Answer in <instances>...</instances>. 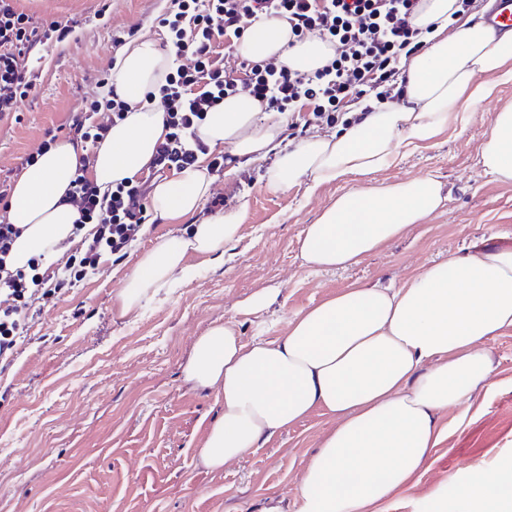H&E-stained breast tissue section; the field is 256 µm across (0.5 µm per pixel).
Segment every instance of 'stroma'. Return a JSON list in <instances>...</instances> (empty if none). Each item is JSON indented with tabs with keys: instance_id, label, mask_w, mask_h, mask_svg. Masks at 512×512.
Masks as SVG:
<instances>
[{
	"instance_id": "1",
	"label": "stroma",
	"mask_w": 512,
	"mask_h": 512,
	"mask_svg": "<svg viewBox=\"0 0 512 512\" xmlns=\"http://www.w3.org/2000/svg\"><path fill=\"white\" fill-rule=\"evenodd\" d=\"M35 20L71 22L65 42L33 60L30 94L0 122V177L14 181L25 153L88 99L105 96L112 41L126 31L164 41L156 22L168 0H18ZM512 105V79L474 101L464 122L431 142L400 149L370 178L350 176L312 188L301 178L283 193L267 187L274 156L225 176L242 213L241 234L223 256H188L193 276L174 275L143 309L119 316L112 299L138 257L179 233L183 221L147 224L120 261L48 302L29 322L14 355L0 363V512H297L302 475L335 421L313 411L300 423L221 470L202 466L201 447L219 405L194 389L184 367L197 336L237 323L244 342L286 335L301 310L356 283L400 286L456 254L512 248V182L487 174L479 152L495 112ZM428 176L448 202L381 252L345 270L304 266L297 241L336 197L372 183ZM271 288L261 318L239 305ZM493 366L467 404L440 411L445 440L393 495L383 512H457L455 489L474 466L512 463V328L482 345Z\"/></svg>"
}]
</instances>
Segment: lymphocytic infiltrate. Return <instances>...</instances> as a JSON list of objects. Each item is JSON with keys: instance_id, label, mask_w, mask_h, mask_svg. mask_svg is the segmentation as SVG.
<instances>
[{"instance_id": "obj_1", "label": "lymphocytic infiltrate", "mask_w": 512, "mask_h": 512, "mask_svg": "<svg viewBox=\"0 0 512 512\" xmlns=\"http://www.w3.org/2000/svg\"><path fill=\"white\" fill-rule=\"evenodd\" d=\"M17 0H0V120L15 112L27 97L30 62L50 44L64 42L72 25L35 22ZM421 0H170L159 17L167 33L173 64L157 92L167 133L149 166V177L118 184L101 196L86 168H78L68 202L80 221L92 224L82 236L78 253L62 264L29 270L7 268L5 258L20 233L8 215L0 216V361L13 356L35 304L74 288L96 274L103 255L126 256L138 241L150 216L147 203L155 174L178 172L209 156L211 173L223 175L230 156L211 154L196 135L208 112L229 96L246 95L265 103L270 112H293L310 106L313 121H332L350 102L372 97L398 102L404 96L406 67L428 42L414 23ZM287 21L303 40L316 37L334 48L333 60L306 72L278 58L252 61L238 58L237 44L255 26ZM223 48H216V38ZM127 104L119 96L92 100L88 111L68 119L70 141L97 144L125 117Z\"/></svg>"}]
</instances>
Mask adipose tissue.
Wrapping results in <instances>:
<instances>
[{
  "mask_svg": "<svg viewBox=\"0 0 512 512\" xmlns=\"http://www.w3.org/2000/svg\"><path fill=\"white\" fill-rule=\"evenodd\" d=\"M455 10V0H423L415 23L432 33L408 66L405 104L378 108L335 136L284 150L282 121L263 115L259 100L229 97L207 113L196 134L209 148H227L240 164L276 154L267 179L274 192L304 176L317 187L388 168L401 147L430 141L457 121L464 94L489 97L494 77H512V36L473 18L449 30ZM237 51L251 60L275 55L307 72L334 56L331 44L294 40L288 24L277 20L254 27ZM171 63L147 39L119 56L112 85L128 112L89 159L100 189L151 163L166 128L162 110L144 97L163 83ZM479 74L486 83L475 84ZM82 153L71 141H57L17 177L9 217L21 232L7 257L10 268L55 259L72 238L79 214L66 194ZM481 163L500 181H512V107L493 115ZM211 183L208 167L195 164L158 181L150 206L171 220L193 214ZM446 200L433 177L354 189L307 225L299 256L316 270L349 268L424 223ZM240 230V212L230 211L187 225L144 252L115 295L119 314L142 308L149 293L170 287L174 273L189 274L188 254L223 255ZM508 328L512 249L452 256L397 288L352 285L296 314L278 340L246 343L236 323L212 325L196 338L184 368L187 381L215 393L220 405L196 455L206 468L221 469L320 408L335 416L336 426L303 475L297 512H367L405 485L443 439L438 412L468 401L490 378L491 363L477 344ZM457 498L470 512H512V466L497 468L491 482L484 468H475Z\"/></svg>",
  "mask_w": 512,
  "mask_h": 512,
  "instance_id": "adipose-tissue-1",
  "label": "adipose tissue"
}]
</instances>
